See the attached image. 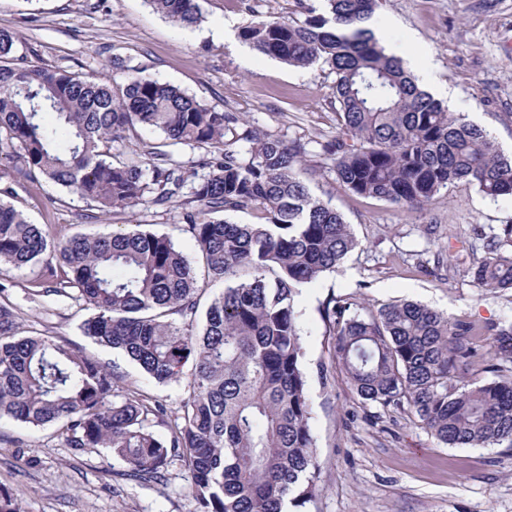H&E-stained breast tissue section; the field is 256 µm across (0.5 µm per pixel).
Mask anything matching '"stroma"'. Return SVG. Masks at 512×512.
Listing matches in <instances>:
<instances>
[{
    "instance_id": "obj_1",
    "label": "stroma",
    "mask_w": 512,
    "mask_h": 512,
    "mask_svg": "<svg viewBox=\"0 0 512 512\" xmlns=\"http://www.w3.org/2000/svg\"><path fill=\"white\" fill-rule=\"evenodd\" d=\"M201 23L184 29L154 13L147 0H0V29L14 31L18 54L33 64L115 84L120 57L219 112L259 129L309 143L311 193L350 224L359 246L341 271L322 275L298 297L308 373L310 421L317 441L315 497L301 512H512V449L451 448L416 417L365 404L330 355L321 310L329 298L372 311L414 300L452 318L485 325L512 317V290L493 295L467 272L481 257L476 230L512 224V198L493 199L465 181L424 211L351 193L320 149L339 132L333 79L263 55L239 33L254 15L301 18L298 0H198ZM368 26L382 45H399L429 62L425 91L444 90L449 111L486 129L512 152V0H380ZM10 202L56 238L109 233L134 225L169 235L191 262L200 253L180 229L183 198L114 210L100 219L90 202L19 171L6 180ZM0 301L15 307L21 332L54 336L114 369L123 387L164 404L176 416L179 383L146 377L120 351L105 349L80 328L90 311L70 295L30 296L31 272L8 274ZM190 478L172 461L164 481L134 480L104 448H69L59 425L33 429L0 420V488L21 512H197Z\"/></svg>"
}]
</instances>
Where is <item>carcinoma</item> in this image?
Wrapping results in <instances>:
<instances>
[{"label": "carcinoma", "instance_id": "cac0c4a2", "mask_svg": "<svg viewBox=\"0 0 512 512\" xmlns=\"http://www.w3.org/2000/svg\"><path fill=\"white\" fill-rule=\"evenodd\" d=\"M176 25L202 21L197 0H148ZM302 20L267 18L241 38L295 67L334 75L340 133L321 145L336 181L360 196L414 210L465 180L486 196L512 197V155L479 126L419 88L403 61L365 26L377 0H299ZM0 29V156L18 159L103 214L163 205L192 183L182 231L201 253L205 278L224 282L205 315L204 285L166 234L131 229L54 241L0 199V273L36 271L35 294L77 290L93 310L83 332L121 351L162 384L186 380L179 423L162 436L167 408L119 386L115 371L50 336H22L0 303V419L33 427L63 422L69 448H105L136 479L164 477L170 458L190 473L198 512H285L316 486L297 298L334 272L358 242L343 216L306 183L307 143L239 125L179 87L114 58V86L94 75L33 65ZM138 128L137 158L115 164L112 142ZM204 150L185 171L168 146ZM259 208L263 224L224 215ZM471 278L492 293L512 289V224L486 237ZM330 298L322 316L333 358L360 399L408 407L450 447H512V320L476 326L413 301L351 312ZM490 336L497 379L472 387L457 376Z\"/></svg>", "mask_w": 512, "mask_h": 512}]
</instances>
